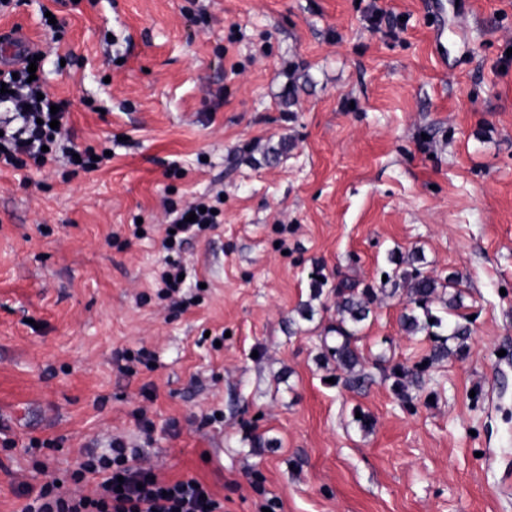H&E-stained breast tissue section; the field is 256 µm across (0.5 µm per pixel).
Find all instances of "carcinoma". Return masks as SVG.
<instances>
[{
    "label": "carcinoma",
    "mask_w": 512,
    "mask_h": 512,
    "mask_svg": "<svg viewBox=\"0 0 512 512\" xmlns=\"http://www.w3.org/2000/svg\"><path fill=\"white\" fill-rule=\"evenodd\" d=\"M396 265L392 288L380 292L394 297L402 296L403 311L400 315L402 329L411 335L424 333L434 342L429 354L411 366L394 364L389 377L393 390L405 403H413L412 392L424 390L426 373L445 359L459 355L468 348L471 329L467 318L457 313L463 306V291L459 288V275L445 279L431 275L415 266L420 261L417 252L405 259L390 257ZM335 298L336 319L327 327L334 334L333 344L323 342L322 356L336 366V383L355 390L366 382L365 357L360 350L362 330L374 312L378 299L373 288H357L348 280H341L329 290Z\"/></svg>",
    "instance_id": "1"
}]
</instances>
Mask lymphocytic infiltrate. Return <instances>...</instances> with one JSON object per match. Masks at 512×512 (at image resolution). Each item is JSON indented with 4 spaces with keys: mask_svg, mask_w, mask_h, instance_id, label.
<instances>
[{
    "mask_svg": "<svg viewBox=\"0 0 512 512\" xmlns=\"http://www.w3.org/2000/svg\"><path fill=\"white\" fill-rule=\"evenodd\" d=\"M0 168H44L58 156L73 158L75 170L84 172L102 167L108 155L94 148L77 149L67 128L68 101H55L44 91L42 79H30L27 65L0 69ZM58 112H51V105ZM59 128H51V121ZM165 249H173L217 221L216 214L201 212L199 203L169 208ZM98 477L93 495H73L56 482L41 486L31 496L23 512H220L221 504L204 482L181 478L163 481L143 465V451L113 439L103 452L87 451L69 479L81 483Z\"/></svg>",
    "mask_w": 512,
    "mask_h": 512,
    "instance_id": "lymphocytic-infiltrate-1",
    "label": "lymphocytic infiltrate"
}]
</instances>
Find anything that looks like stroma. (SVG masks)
<instances>
[{"instance_id":"35a3bbf8","label":"stroma","mask_w":512,"mask_h":512,"mask_svg":"<svg viewBox=\"0 0 512 512\" xmlns=\"http://www.w3.org/2000/svg\"><path fill=\"white\" fill-rule=\"evenodd\" d=\"M46 7L0 33L40 45L74 143L113 157L0 170V512L115 436L224 512H512V0H69L57 43ZM219 191L172 309L165 208ZM414 250L461 276L468 357L431 369L429 404L377 368L331 384L312 273L377 287ZM402 308L376 306L365 356L429 353ZM142 348L153 366L118 371Z\"/></svg>"}]
</instances>
